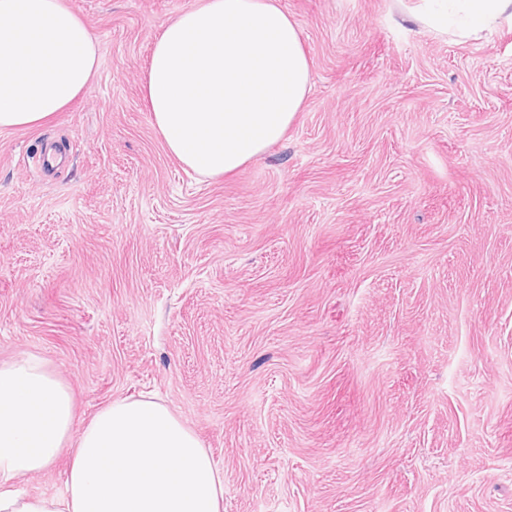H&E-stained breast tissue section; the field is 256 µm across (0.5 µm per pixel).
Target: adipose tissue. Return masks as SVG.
Listing matches in <instances>:
<instances>
[{
  "label": "adipose tissue",
  "instance_id": "adipose-tissue-1",
  "mask_svg": "<svg viewBox=\"0 0 512 512\" xmlns=\"http://www.w3.org/2000/svg\"><path fill=\"white\" fill-rule=\"evenodd\" d=\"M409 22L479 37L512 23V0H416ZM99 66L64 0H0V131L63 111ZM298 23L277 0H199L164 25L143 92L181 166L233 173L279 142L310 90ZM67 457L63 494L10 487ZM224 481L196 433L164 404L121 400L75 427L70 387L38 356L0 362V512H222Z\"/></svg>",
  "mask_w": 512,
  "mask_h": 512
}]
</instances>
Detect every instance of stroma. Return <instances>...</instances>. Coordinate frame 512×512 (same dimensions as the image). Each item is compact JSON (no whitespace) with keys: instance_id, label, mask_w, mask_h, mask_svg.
<instances>
[{"instance_id":"35a3bbf8","label":"stroma","mask_w":512,"mask_h":512,"mask_svg":"<svg viewBox=\"0 0 512 512\" xmlns=\"http://www.w3.org/2000/svg\"><path fill=\"white\" fill-rule=\"evenodd\" d=\"M414 2L279 0L311 89L207 179L143 95L196 0H65L99 69L0 131V361L39 355L83 420L167 405L223 512H512V26L438 37L402 22ZM66 470L14 485L58 495Z\"/></svg>"}]
</instances>
